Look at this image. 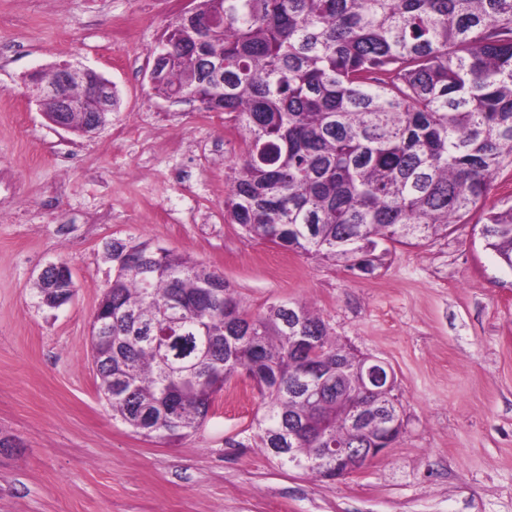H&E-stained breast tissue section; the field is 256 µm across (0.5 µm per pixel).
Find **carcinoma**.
I'll use <instances>...</instances> for the list:
<instances>
[{"label":"carcinoma","mask_w":512,"mask_h":512,"mask_svg":"<svg viewBox=\"0 0 512 512\" xmlns=\"http://www.w3.org/2000/svg\"><path fill=\"white\" fill-rule=\"evenodd\" d=\"M216 36L169 23L153 89L204 88L234 115L245 154L224 207L255 239L373 273L379 242L418 245L467 224L512 163V0H194ZM480 234L512 269V205ZM92 334L97 387L133 432L175 443L239 375L262 400L256 437L321 475L324 449L363 448L355 410L385 413L358 364L306 306L250 314L224 278L147 242L112 240V287Z\"/></svg>","instance_id":"obj_1"}]
</instances>
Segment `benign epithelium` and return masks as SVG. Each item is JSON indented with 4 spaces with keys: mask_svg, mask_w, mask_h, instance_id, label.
Masks as SVG:
<instances>
[{
    "mask_svg": "<svg viewBox=\"0 0 512 512\" xmlns=\"http://www.w3.org/2000/svg\"><path fill=\"white\" fill-rule=\"evenodd\" d=\"M55 77L49 83L41 80V71L35 70L28 74L27 80L31 95L37 102L50 100L54 109L45 113L46 119L53 126L76 133L89 135L102 128L108 115L118 108V97L112 82L78 62H65L54 67ZM82 87L80 95L70 93L73 86ZM82 112L84 119L79 128L69 122V113ZM71 270L64 262L51 263L39 274L40 281H54L58 284L70 282ZM362 364L357 370L360 384L367 392L375 394L381 388L395 384L393 370L390 365L378 358L361 355ZM386 448H344L340 445L331 449L329 460L331 469L336 471V478H342L362 469L366 463L386 455Z\"/></svg>",
    "mask_w": 512,
    "mask_h": 512,
    "instance_id": "1",
    "label": "benign epithelium"
}]
</instances>
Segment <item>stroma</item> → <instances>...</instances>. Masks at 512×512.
<instances>
[{
  "label": "stroma",
  "instance_id": "35a3bbf8",
  "mask_svg": "<svg viewBox=\"0 0 512 512\" xmlns=\"http://www.w3.org/2000/svg\"><path fill=\"white\" fill-rule=\"evenodd\" d=\"M183 6L0 0V512H512V269L472 223L390 248L368 276L247 237L224 215L244 130L149 81ZM63 62L118 90L96 134L54 127L29 96L27 74ZM115 239L203 263L254 314L306 302L339 343L386 361L404 418L394 447L334 481L281 466L236 377L176 444L114 420L90 325ZM59 261L74 295L50 309L32 286Z\"/></svg>",
  "mask_w": 512,
  "mask_h": 512
}]
</instances>
